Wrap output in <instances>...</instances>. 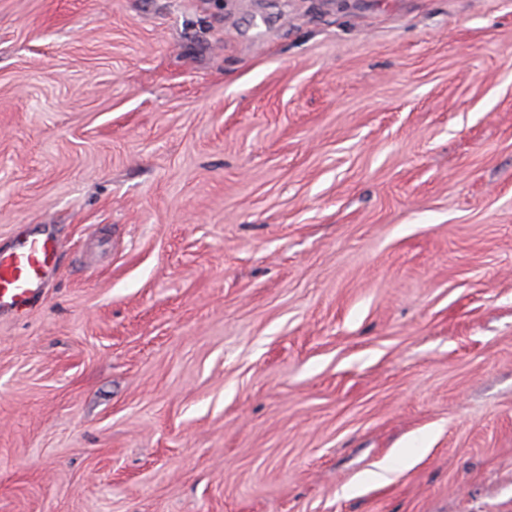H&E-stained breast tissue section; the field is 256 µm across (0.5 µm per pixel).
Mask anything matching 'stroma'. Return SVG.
Masks as SVG:
<instances>
[{"instance_id": "stroma-1", "label": "stroma", "mask_w": 512, "mask_h": 512, "mask_svg": "<svg viewBox=\"0 0 512 512\" xmlns=\"http://www.w3.org/2000/svg\"><path fill=\"white\" fill-rule=\"evenodd\" d=\"M23 230L0 512H512V0H0ZM49 237H25L8 254L0 253V309L30 306L45 288V273L55 261Z\"/></svg>"}]
</instances>
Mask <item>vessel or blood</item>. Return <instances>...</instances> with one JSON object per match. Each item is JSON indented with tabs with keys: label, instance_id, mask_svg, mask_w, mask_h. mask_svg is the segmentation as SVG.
Listing matches in <instances>:
<instances>
[{
	"label": "vessel or blood",
	"instance_id": "1",
	"mask_svg": "<svg viewBox=\"0 0 512 512\" xmlns=\"http://www.w3.org/2000/svg\"><path fill=\"white\" fill-rule=\"evenodd\" d=\"M55 261L51 238L25 237L9 253H0V309L30 306L45 286Z\"/></svg>",
	"mask_w": 512,
	"mask_h": 512
}]
</instances>
